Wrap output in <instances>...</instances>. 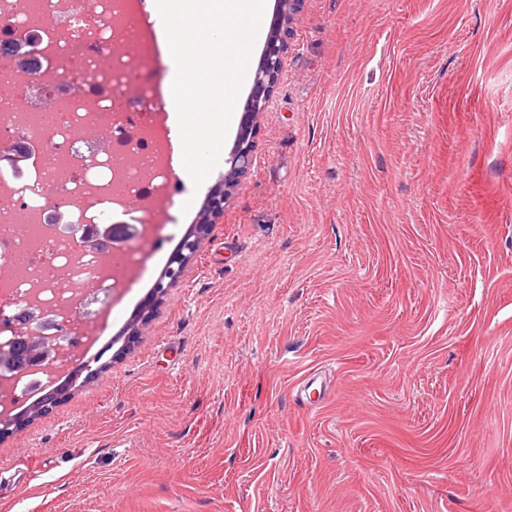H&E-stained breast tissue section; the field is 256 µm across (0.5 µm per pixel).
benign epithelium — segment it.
I'll return each instance as SVG.
<instances>
[{
    "mask_svg": "<svg viewBox=\"0 0 512 512\" xmlns=\"http://www.w3.org/2000/svg\"><path fill=\"white\" fill-rule=\"evenodd\" d=\"M302 3L303 0H278L276 21L271 27L254 72L251 95L244 108L233 147L228 158L224 159V175L216 182L208 205L198 217V223L203 226L215 223L223 215L224 204L231 198L240 181L251 171L255 134L263 116L268 112L270 94L281 77L287 52V38ZM25 44L34 45L36 39L28 37L22 43L9 34H3L0 36V54L12 56L32 68L33 58L31 53L23 50ZM25 158L26 151L21 145L15 146L9 152H0V163H7L14 173L22 171L21 163ZM54 220L58 224L66 223L75 228L79 232V245L86 252L103 253L139 236L135 224H96L83 219L77 221L71 210L65 213L56 211ZM200 242L198 234L185 237L182 251L171 257L164 278L155 284L154 300L162 299L168 289L179 282L185 260L196 254ZM2 321L14 331V339L4 346L0 345L1 380L42 372L60 356L64 343H75V338L69 335L68 324L56 320L47 312L41 314L37 323L21 314L0 313V322Z\"/></svg>",
    "mask_w": 512,
    "mask_h": 512,
    "instance_id": "obj_1",
    "label": "benign epithelium"
}]
</instances>
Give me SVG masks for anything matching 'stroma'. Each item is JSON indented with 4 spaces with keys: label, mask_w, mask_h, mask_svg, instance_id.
<instances>
[{
    "label": "stroma",
    "mask_w": 512,
    "mask_h": 512,
    "mask_svg": "<svg viewBox=\"0 0 512 512\" xmlns=\"http://www.w3.org/2000/svg\"><path fill=\"white\" fill-rule=\"evenodd\" d=\"M254 155L0 439V512H512V0H304ZM198 234L200 233L197 231L194 232L193 237H190L188 234L184 239L183 249L180 252V254L171 257L166 268V271L164 273V276L156 282L155 287L153 289L154 301L162 299V297L167 293L168 289L179 282L180 278L182 277L185 266L196 254L200 247L201 239L200 235ZM189 254H191V258H188V261L184 264ZM165 279H168L166 283L164 282Z\"/></svg>",
    "instance_id": "obj_1"
}]
</instances>
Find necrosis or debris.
<instances>
[{
  "mask_svg": "<svg viewBox=\"0 0 512 512\" xmlns=\"http://www.w3.org/2000/svg\"><path fill=\"white\" fill-rule=\"evenodd\" d=\"M24 0H0V31L19 36L35 31L42 67L37 77L20 74L0 58V142L20 136L28 149L29 174L12 182V194L0 201V309L31 316L43 311L67 313L80 345L69 361L83 359L112 306L130 283L115 276L114 266L144 272L162 235L150 209L141 223L148 232L116 251L110 265L98 254L74 259L78 239L54 224L45 205L55 198L74 202L75 212L103 223L111 218L114 187L146 202L163 200L174 207L169 168L160 158L159 138L150 118L164 103L160 85L146 76L160 50L155 37H143L145 20L131 13L126 0H39L30 17ZM143 37L136 57L116 54L101 68L103 47ZM110 150L100 163L87 164L93 139ZM36 221L50 225L38 247L22 229ZM89 282L105 303L97 313H82V283Z\"/></svg>",
  "mask_w": 512,
  "mask_h": 512,
  "instance_id": "1",
  "label": "necrosis or debris"
}]
</instances>
